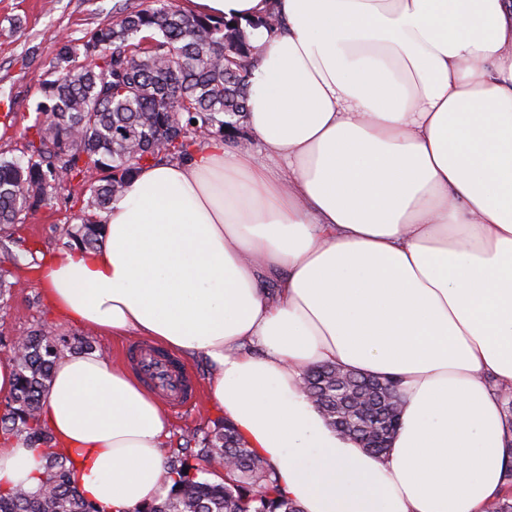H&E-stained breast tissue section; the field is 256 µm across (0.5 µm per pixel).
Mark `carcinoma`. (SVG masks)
<instances>
[{"instance_id":"carcinoma-1","label":"carcinoma","mask_w":512,"mask_h":512,"mask_svg":"<svg viewBox=\"0 0 512 512\" xmlns=\"http://www.w3.org/2000/svg\"><path fill=\"white\" fill-rule=\"evenodd\" d=\"M278 15L233 23L188 12L175 0L134 4L119 0L114 20L82 46L65 43L43 84L39 117L29 127L28 157L0 153V252L16 265L3 233L21 216L53 206L73 181L89 183L88 197L65 229L67 245L96 249L104 242L99 214L121 197L141 166L184 160L191 148L223 141L224 126L244 123L253 62L249 30L273 31ZM84 55L88 64L76 58ZM59 342L42 327L13 348L16 388L0 417V435L24 438L40 449L45 478L32 492L0 490V512H105L72 482L69 457L55 448L42 420V398L50 386ZM386 376L344 372L331 365L303 373V388L326 422L374 457L386 453L399 425V401H389ZM505 426L512 431V391L501 388ZM194 458L191 465L188 458ZM233 466L210 480L224 458ZM165 467L172 484L166 495L132 512H302L279 488L257 449L227 421L200 436L182 437Z\"/></svg>"}]
</instances>
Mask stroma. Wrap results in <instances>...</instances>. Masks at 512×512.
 Wrapping results in <instances>:
<instances>
[{"label":"stroma","mask_w":512,"mask_h":512,"mask_svg":"<svg viewBox=\"0 0 512 512\" xmlns=\"http://www.w3.org/2000/svg\"><path fill=\"white\" fill-rule=\"evenodd\" d=\"M117 0H0V152L21 158L27 154V129L38 115L42 84L57 58L63 41L82 44L97 28L111 23ZM85 187L68 185L53 207L26 216L11 229L10 248L22 258L15 267L19 281L0 305V361L9 359L16 338L44 326L63 339L62 353H69V341L88 336L91 352L124 366H131L128 338L115 339L86 332L48 303L39 286L40 257L62 248L63 232L73 223L82 205ZM194 386V401L185 408L169 409L170 442L193 432L213 427L224 413L211 405L208 390L214 379L209 364L200 357L182 360Z\"/></svg>","instance_id":"1"}]
</instances>
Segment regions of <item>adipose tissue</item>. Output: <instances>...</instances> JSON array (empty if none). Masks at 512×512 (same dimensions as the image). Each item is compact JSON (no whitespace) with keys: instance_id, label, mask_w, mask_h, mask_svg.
Wrapping results in <instances>:
<instances>
[{"instance_id":"obj_1","label":"adipose tissue","mask_w":512,"mask_h":512,"mask_svg":"<svg viewBox=\"0 0 512 512\" xmlns=\"http://www.w3.org/2000/svg\"><path fill=\"white\" fill-rule=\"evenodd\" d=\"M254 30L247 128L143 166L105 242L43 259L63 316L202 356L209 392L303 512H488L512 434V0H191ZM274 278L267 291L266 278ZM396 379L386 457L329 427L302 372ZM42 416L80 493L131 512L169 480L170 420L136 375L59 358ZM40 452L0 443V489Z\"/></svg>"}]
</instances>
